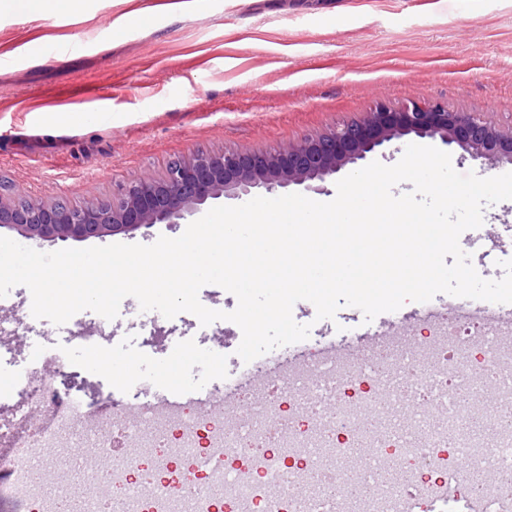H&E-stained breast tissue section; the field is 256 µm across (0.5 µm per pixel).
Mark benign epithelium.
Returning a JSON list of instances; mask_svg holds the SVG:
<instances>
[{
    "instance_id": "1",
    "label": "benign epithelium",
    "mask_w": 512,
    "mask_h": 512,
    "mask_svg": "<svg viewBox=\"0 0 512 512\" xmlns=\"http://www.w3.org/2000/svg\"><path fill=\"white\" fill-rule=\"evenodd\" d=\"M405 137L438 139L474 160L512 164V127L439 102H377L357 120L270 152H190L87 204L47 202L0 186V234L51 243L146 234L157 224H179L221 197L241 199L255 189L277 193L292 186L320 193L327 178Z\"/></svg>"
}]
</instances>
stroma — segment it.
Masks as SVG:
<instances>
[{
  "instance_id": "stroma-1",
  "label": "stroma",
  "mask_w": 512,
  "mask_h": 512,
  "mask_svg": "<svg viewBox=\"0 0 512 512\" xmlns=\"http://www.w3.org/2000/svg\"><path fill=\"white\" fill-rule=\"evenodd\" d=\"M168 0H84L80 13L28 16L0 8V182L50 201L85 203L113 185L162 170L182 155L262 152L361 116L377 101L437 100L512 124V0H204L185 15ZM136 21H129V14ZM483 278L503 277L512 254V200L487 206L480 228L460 237ZM447 294L365 321L340 307L320 320L295 303L312 343L359 350L430 328ZM28 321L0 341V387L37 348L64 351L78 384L136 408L175 395L222 399L247 368L240 328L165 318L124 298L107 320ZM111 356L123 379L100 368Z\"/></svg>"
}]
</instances>
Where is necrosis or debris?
Listing matches in <instances>:
<instances>
[{
	"instance_id": "4bbe7bcc",
	"label": "necrosis or debris",
	"mask_w": 512,
	"mask_h": 512,
	"mask_svg": "<svg viewBox=\"0 0 512 512\" xmlns=\"http://www.w3.org/2000/svg\"><path fill=\"white\" fill-rule=\"evenodd\" d=\"M482 317L450 312L410 350L389 347L383 363L344 355L326 362L323 345L301 350L294 384L271 386L267 395L246 396L235 413L240 427L200 424L186 406L160 412L143 408L144 438L152 453L125 452L88 478L108 487L105 501L80 492L44 493L34 476L37 460L58 446L61 434L85 420L89 402L100 412L93 421L95 447L110 453L112 434L127 411L100 389L92 400L74 395L60 376L30 364L10 391L16 411L38 403L45 420L30 437L13 436L0 467L13 477L9 493L25 512H401L407 489L428 496L455 477L458 460H468L480 477L512 473V429L499 413L484 423L501 432L495 446L470 434L473 406L484 377H494L503 407H512V349L488 341ZM318 385L304 392L308 376ZM287 414L288 427L271 429L269 415ZM369 482L362 501L336 495L338 475Z\"/></svg>"
}]
</instances>
